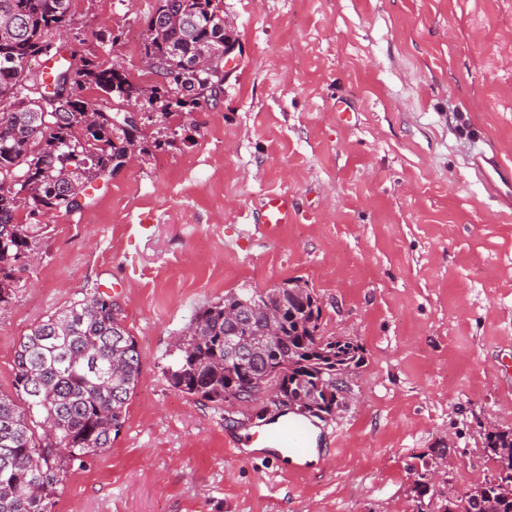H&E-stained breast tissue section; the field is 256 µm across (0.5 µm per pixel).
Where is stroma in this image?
I'll return each mask as SVG.
<instances>
[{"instance_id":"obj_1","label":"stroma","mask_w":512,"mask_h":512,"mask_svg":"<svg viewBox=\"0 0 512 512\" xmlns=\"http://www.w3.org/2000/svg\"><path fill=\"white\" fill-rule=\"evenodd\" d=\"M155 0H77L75 43L151 81ZM240 68L182 123L186 140L88 188L49 222L0 308V393L32 325L90 289L141 353L111 448L70 472L55 512H413L415 471L440 491L490 478L512 428V0H224ZM288 196L293 220L259 230ZM145 225L131 234L130 225ZM309 288L324 335L358 344L353 397L302 473L232 456L255 427L171 386L195 311L242 288ZM291 202L288 196L272 195L261 206L262 230L266 235L274 233L282 224H288Z\"/></svg>"}]
</instances>
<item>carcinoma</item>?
<instances>
[{"mask_svg":"<svg viewBox=\"0 0 512 512\" xmlns=\"http://www.w3.org/2000/svg\"><path fill=\"white\" fill-rule=\"evenodd\" d=\"M74 0H0V308L15 298L18 255L41 247L48 225L18 219L24 210L49 216L81 207L82 187L124 166L136 147L171 146L187 108L208 104L224 79L199 65L232 43L224 32V0H157L143 29L144 58L163 83L145 98L149 117L123 127L122 102L142 98L144 86L120 64L82 55L56 40L74 24ZM51 63L32 69L29 62ZM97 92L94 100L84 92ZM300 284L265 292L244 289L195 311L167 366L171 385L224 408L240 392L257 402L265 392L303 396L322 411L336 404V376H351L359 347L321 332V307ZM282 313L280 337L262 344L265 310ZM236 310L242 318L228 320ZM15 396L0 394V512H54L68 472L112 447L141 376V354L112 296L98 291L38 321L14 354ZM485 448L493 475L469 496L441 500L438 512H512V428H494ZM432 470L418 473L412 501L433 500Z\"/></svg>","mask_w":512,"mask_h":512,"instance_id":"obj_1","label":"carcinoma"}]
</instances>
